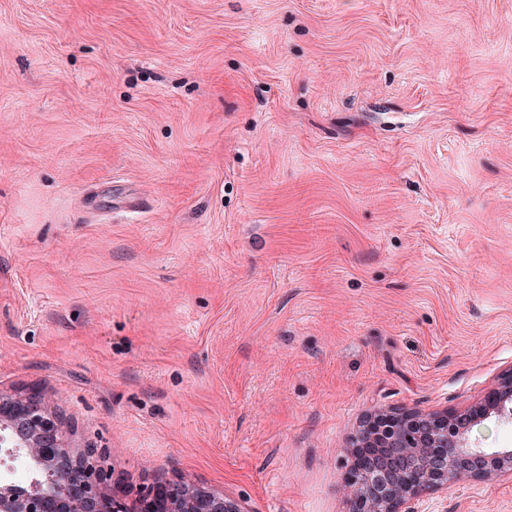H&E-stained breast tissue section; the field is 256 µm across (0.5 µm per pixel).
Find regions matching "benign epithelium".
Instances as JSON below:
<instances>
[{"instance_id": "7a95c632", "label": "benign epithelium", "mask_w": 512, "mask_h": 512, "mask_svg": "<svg viewBox=\"0 0 512 512\" xmlns=\"http://www.w3.org/2000/svg\"><path fill=\"white\" fill-rule=\"evenodd\" d=\"M492 417L512 424V368L463 411L367 415L351 439V512H410L408 504L426 493L511 476L512 448H482L471 439L473 428ZM0 447L49 478L46 489L23 494L17 482L0 477V512H245L185 478L158 480L131 501L118 495L97 449L74 447L34 388L0 391Z\"/></svg>"}]
</instances>
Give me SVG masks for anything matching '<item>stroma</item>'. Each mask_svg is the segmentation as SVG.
<instances>
[{
    "instance_id": "stroma-1",
    "label": "stroma",
    "mask_w": 512,
    "mask_h": 512,
    "mask_svg": "<svg viewBox=\"0 0 512 512\" xmlns=\"http://www.w3.org/2000/svg\"><path fill=\"white\" fill-rule=\"evenodd\" d=\"M511 368L512 0H0V390L117 492L350 512L366 415Z\"/></svg>"
}]
</instances>
